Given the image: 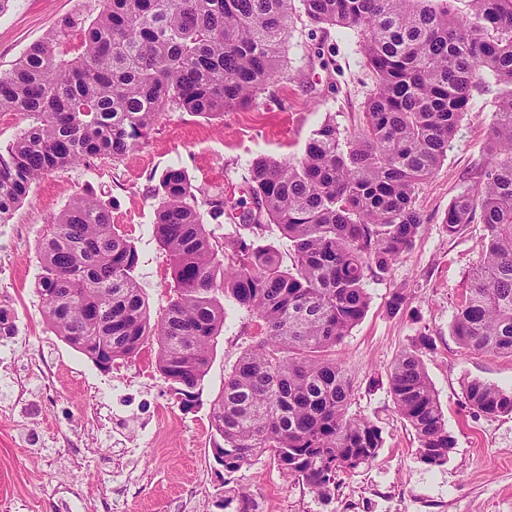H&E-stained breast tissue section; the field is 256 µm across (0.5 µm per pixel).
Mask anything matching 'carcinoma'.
Returning <instances> with one entry per match:
<instances>
[{"label": "carcinoma", "instance_id": "1", "mask_svg": "<svg viewBox=\"0 0 512 512\" xmlns=\"http://www.w3.org/2000/svg\"><path fill=\"white\" fill-rule=\"evenodd\" d=\"M90 23L60 19L0 72V112L26 124L0 147V224L47 174L97 158L121 159L169 110L222 116L248 106L281 72L296 14L350 29L374 89L357 131L326 119L296 161L254 159L245 182L254 205L220 243L200 206L224 215V198L195 190L180 168L159 180L153 232L168 254L174 296L156 321L136 279L133 242L112 211L86 193L47 225L37 292L46 322L102 367L157 345L156 365L188 405L224 327V301L258 318L259 340L224 380L210 415L224 472L263 457L328 502L342 473L372 465L380 427L348 415L352 389L329 353L363 318L369 280L412 246L425 181L447 157L474 92L498 87L489 161L472 192L448 206V235L478 220L484 257L454 316L465 352L512 357V0H97ZM83 31L81 52L64 46ZM291 265L261 244L270 225ZM421 336L396 355L389 391L418 440L420 461L448 462L455 439L424 363ZM465 399L479 415H512V391L473 378ZM219 507L253 512L250 496Z\"/></svg>", "mask_w": 512, "mask_h": 512}]
</instances>
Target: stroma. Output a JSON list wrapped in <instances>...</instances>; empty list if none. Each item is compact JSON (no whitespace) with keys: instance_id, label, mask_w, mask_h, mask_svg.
<instances>
[{"instance_id":"stroma-1","label":"stroma","mask_w":512,"mask_h":512,"mask_svg":"<svg viewBox=\"0 0 512 512\" xmlns=\"http://www.w3.org/2000/svg\"><path fill=\"white\" fill-rule=\"evenodd\" d=\"M95 0H11L0 13V71L41 40L62 17L92 19ZM373 89L356 32L321 31L294 21L281 74L246 109L207 119L162 113L148 138L120 160L98 158L46 175L7 223L0 224V307L15 336L0 338V512H221L225 489L249 495L257 512H512V415L473 413L465 382L480 378L512 390V358L462 351L451 334L456 309L482 258L487 234L473 223L449 236V204L477 185L488 157L493 90L476 94L448 151L416 200L422 217L412 247L392 270L370 281L364 318L333 356L352 384L349 414L377 423L383 446L366 469L343 475L331 502L284 479L264 458L224 473L213 457L210 413L240 353L259 337V322L225 303L208 372L191 408H183L145 348L102 369L67 344L42 317L35 289L39 243L47 224L84 192L109 203L112 219L135 244L136 270L151 317L173 291L167 254L153 234L169 167L193 186L224 194V215L207 220L215 239L234 232L232 214L251 206L244 176L253 159L302 156L326 117L356 130ZM407 300L388 307L396 290ZM429 378L456 445L444 466L417 457L418 442L398 414L388 369L419 336Z\"/></svg>"}]
</instances>
